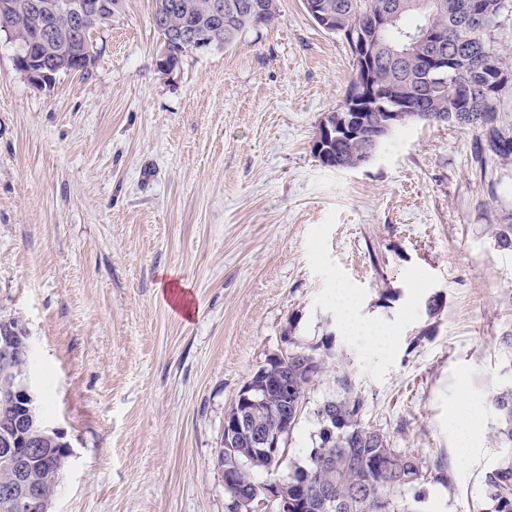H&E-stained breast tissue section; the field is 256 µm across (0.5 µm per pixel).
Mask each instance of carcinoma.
<instances>
[{
  "label": "carcinoma",
  "mask_w": 512,
  "mask_h": 512,
  "mask_svg": "<svg viewBox=\"0 0 512 512\" xmlns=\"http://www.w3.org/2000/svg\"><path fill=\"white\" fill-rule=\"evenodd\" d=\"M14 8L0 11V31L28 35L33 55L43 63L60 65V71L80 68L82 36L70 34L69 22L53 14L32 15L25 10L28 0H11ZM212 0H162L169 4L165 20L153 14V25L163 38L173 30L196 32L223 29L226 47L245 31L268 26L277 16L278 0H265L264 14L255 10L257 0H231L233 7L220 18L210 8ZM324 13L332 18L336 34L342 36L351 51L352 65L361 66L370 58L366 85L373 99L364 103L374 110L365 113L372 124L386 116L387 100L393 90L403 91L406 110L395 112L392 119L400 126L411 120L450 122L461 126L484 128L473 152L476 163L488 154L501 158L512 156V138L502 136L494 120L498 112L499 94L512 81V69L502 64L490 32L501 12L511 8L509 0H433L435 6H416L419 0H318ZM397 11V20L383 36H369L365 50L357 47L353 36L366 31L368 22L387 10ZM483 18L481 26L470 24V14ZM426 26L445 34L437 46L416 45L405 33ZM327 165L335 169L360 167L369 148L363 136H345L329 143ZM286 361L266 362L250 378L253 393L260 403L241 407L234 404L227 414L236 415L258 428L273 433L293 429L297 424L311 383L323 372L325 360L316 350L299 347L288 337ZM29 360L0 364V411L3 395L17 389L18 381L27 374ZM344 394L325 401L318 409L319 444L309 453L303 465L293 463L288 477L280 482L282 491L300 506L301 512H417L424 502L420 488L424 479L423 461L413 453L394 448L380 431L363 420L364 400L352 395L348 378L340 380ZM499 418L496 439L505 452L498 465L486 474L485 512H512V385L495 392L490 400ZM217 464L224 478L232 483L226 489L234 492L260 490L265 483L255 474H272L281 466L277 457L262 456L251 448L249 437L241 434L235 446L222 447ZM50 467L38 462L36 475L46 480L49 494L54 496L60 473L47 475ZM15 475L13 456L0 447V484H8ZM413 491L412 499L403 498ZM333 503L323 506L326 495Z\"/></svg>",
  "instance_id": "carcinoma-1"
}]
</instances>
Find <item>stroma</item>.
<instances>
[{"instance_id": "35a3bbf8", "label": "stroma", "mask_w": 512, "mask_h": 512, "mask_svg": "<svg viewBox=\"0 0 512 512\" xmlns=\"http://www.w3.org/2000/svg\"><path fill=\"white\" fill-rule=\"evenodd\" d=\"M153 11L121 0L90 72L50 90L0 32V316L24 323L73 452L53 512H227L224 418L287 334L326 368L279 476L344 375L366 425L442 469L423 512H478L502 454L490 398L512 383V157L475 164L479 128L414 121L369 163L322 167L312 141L354 75L343 37L279 0L273 24L168 77ZM173 272L190 314L159 289ZM340 284L390 326L385 355L347 329ZM462 401L478 423L463 461Z\"/></svg>"}]
</instances>
